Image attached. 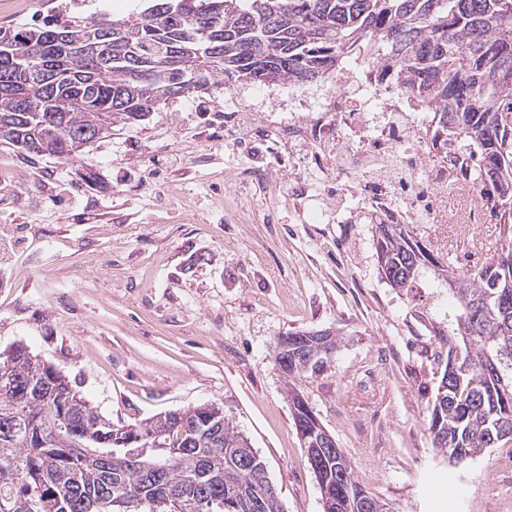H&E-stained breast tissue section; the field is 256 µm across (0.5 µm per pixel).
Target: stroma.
Wrapping results in <instances>:
<instances>
[{
  "label": "stroma",
  "instance_id": "stroma-1",
  "mask_svg": "<svg viewBox=\"0 0 512 512\" xmlns=\"http://www.w3.org/2000/svg\"><path fill=\"white\" fill-rule=\"evenodd\" d=\"M25 22L116 17L142 0H27ZM266 86L179 97L113 128L81 158L40 157L0 192V360L24 346L61 370L114 425L203 404L221 407L267 468L284 512H323L293 423L296 387L390 512H512V442L454 468L424 424L438 377L428 322L450 306L427 282L409 293L380 273L368 224H303L294 208L265 221L232 168L265 165L214 146L210 104L267 98ZM188 195L186 214L161 204ZM242 216L224 221L213 207ZM334 331L319 370L289 381L274 359L296 331Z\"/></svg>",
  "mask_w": 512,
  "mask_h": 512
}]
</instances>
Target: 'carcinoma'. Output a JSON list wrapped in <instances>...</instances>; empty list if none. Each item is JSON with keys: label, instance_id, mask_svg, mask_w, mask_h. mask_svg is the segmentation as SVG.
<instances>
[{"label": "carcinoma", "instance_id": "cac0c4a2", "mask_svg": "<svg viewBox=\"0 0 512 512\" xmlns=\"http://www.w3.org/2000/svg\"><path fill=\"white\" fill-rule=\"evenodd\" d=\"M122 28L126 42L96 73V98L73 96L83 75L57 73L56 89L38 81L0 93V121L17 148L34 155L78 157L112 129L144 120L191 76L199 91L236 83L312 82L336 71L342 58L363 53L377 78L392 74L400 92L434 112L437 151L472 161L480 206L499 224L500 251L461 271L415 239L406 224L375 225L378 265L389 285L409 291L432 276L444 282L456 311L431 325L434 362L448 390L435 392L425 423L437 451L458 448L477 458L491 437L512 432V0H145L122 17L23 25L0 45V64L67 58L100 31ZM181 57L166 59L170 47ZM25 111H18V101ZM293 333L278 339L276 362L294 379L319 365ZM19 402L26 431L0 443V512L18 499L39 512H283L266 468L241 464L246 437L220 407L203 404L139 426H116L78 397L67 377L27 350L0 361V412ZM297 432L321 423L293 395ZM64 413L65 432H51ZM181 453L165 458L154 441ZM321 496L338 512L374 502L351 461L335 452L315 475ZM143 496L127 510L120 498Z\"/></svg>", "mask_w": 512, "mask_h": 512}]
</instances>
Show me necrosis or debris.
I'll return each mask as SVG.
<instances>
[{
  "label": "necrosis or debris",
  "mask_w": 512,
  "mask_h": 512,
  "mask_svg": "<svg viewBox=\"0 0 512 512\" xmlns=\"http://www.w3.org/2000/svg\"><path fill=\"white\" fill-rule=\"evenodd\" d=\"M270 162L287 161L284 184L265 168L241 166L233 182H247L268 212L291 203L306 224H344L369 211L388 224L433 228L448 221L449 193L471 187L461 162L441 158L428 112L410 108L392 81L351 63L320 98L289 95L265 118ZM398 163L404 182L378 180L377 168Z\"/></svg>",
  "instance_id": "necrosis-or-debris-1"
}]
</instances>
